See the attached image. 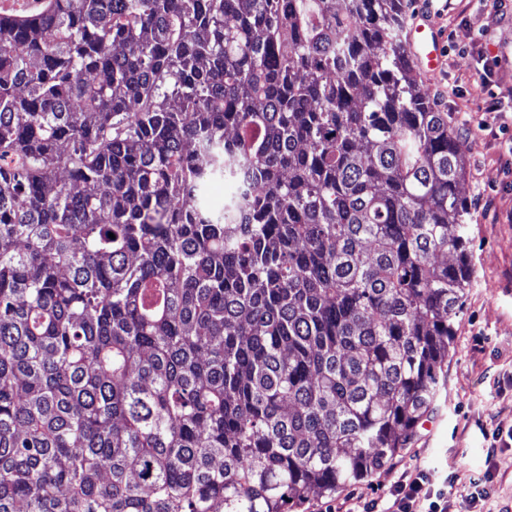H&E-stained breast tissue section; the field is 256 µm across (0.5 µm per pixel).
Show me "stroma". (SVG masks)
<instances>
[{"instance_id":"1","label":"stroma","mask_w":512,"mask_h":512,"mask_svg":"<svg viewBox=\"0 0 512 512\" xmlns=\"http://www.w3.org/2000/svg\"><path fill=\"white\" fill-rule=\"evenodd\" d=\"M409 11L433 13L445 41L442 73L417 80L465 146L475 278L454 321L438 411L393 465L293 512H348L373 499L388 507L398 468L447 482L448 512H512V446L486 456L493 430L512 429V0H409ZM493 98L500 111H486ZM482 473L492 496L470 502V479Z\"/></svg>"}]
</instances>
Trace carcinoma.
<instances>
[{"mask_svg": "<svg viewBox=\"0 0 512 512\" xmlns=\"http://www.w3.org/2000/svg\"><path fill=\"white\" fill-rule=\"evenodd\" d=\"M405 6L0 5V512H290L406 446L474 270Z\"/></svg>", "mask_w": 512, "mask_h": 512, "instance_id": "obj_1", "label": "carcinoma"}]
</instances>
